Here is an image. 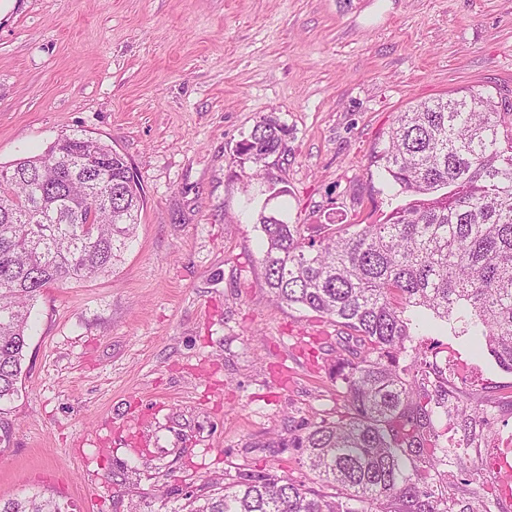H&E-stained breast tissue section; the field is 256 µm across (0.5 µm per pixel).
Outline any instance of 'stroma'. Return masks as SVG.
I'll use <instances>...</instances> for the list:
<instances>
[{"label": "stroma", "instance_id": "stroma-1", "mask_svg": "<svg viewBox=\"0 0 512 512\" xmlns=\"http://www.w3.org/2000/svg\"><path fill=\"white\" fill-rule=\"evenodd\" d=\"M485 88L512 101V0H0V165L83 134L135 169L143 207L112 275L46 289L0 500L67 512H178L238 469L311 482L276 447L343 411L337 328L273 301L255 216L315 231L399 204L376 159L416 101ZM288 130L259 179L235 148ZM457 349L484 434L512 439V373ZM65 509L53 497L35 493L21 499L0 500V512H64Z\"/></svg>", "mask_w": 512, "mask_h": 512}]
</instances>
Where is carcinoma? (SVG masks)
<instances>
[{
  "label": "carcinoma",
  "instance_id": "cac0c4a2",
  "mask_svg": "<svg viewBox=\"0 0 512 512\" xmlns=\"http://www.w3.org/2000/svg\"><path fill=\"white\" fill-rule=\"evenodd\" d=\"M288 130L260 118L236 146L261 167ZM95 159V176L85 164ZM408 197L379 224H345L317 239L261 210L259 263L276 301L355 334L339 340L336 380L347 410L303 418L279 448L294 449L315 489L286 475L240 470L220 492L192 496L183 512H502L495 494L470 505L468 444L494 414L472 405L448 368L414 345L420 317L473 337L512 372V104L490 92L421 101L398 115L377 155ZM142 197L125 156L84 135L0 165V403L18 394L31 311L51 287L104 276L135 236ZM0 512H64L35 493Z\"/></svg>",
  "mask_w": 512,
  "mask_h": 512
}]
</instances>
